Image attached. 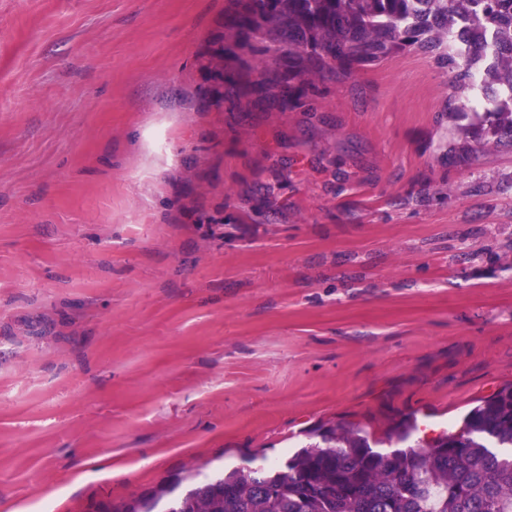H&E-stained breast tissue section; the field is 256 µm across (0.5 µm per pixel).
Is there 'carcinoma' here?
I'll list each match as a JSON object with an SVG mask.
<instances>
[{
    "label": "carcinoma",
    "mask_w": 512,
    "mask_h": 512,
    "mask_svg": "<svg viewBox=\"0 0 512 512\" xmlns=\"http://www.w3.org/2000/svg\"><path fill=\"white\" fill-rule=\"evenodd\" d=\"M467 21L456 29V17ZM225 26L267 43L256 69L308 80L350 74L407 47L435 54L460 92L475 90L468 53L494 46L480 87L491 107L473 112L465 154L512 143V0H234ZM282 465L208 476L162 512H512V384L477 402L455 430L422 441L403 422L396 447L358 425H324Z\"/></svg>",
    "instance_id": "cac0c4a2"
}]
</instances>
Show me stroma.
Masks as SVG:
<instances>
[{"mask_svg":"<svg viewBox=\"0 0 512 512\" xmlns=\"http://www.w3.org/2000/svg\"><path fill=\"white\" fill-rule=\"evenodd\" d=\"M229 6L0 0V512L512 383V144L455 161L469 95L415 47L266 90Z\"/></svg>","mask_w":512,"mask_h":512,"instance_id":"35a3bbf8","label":"stroma"}]
</instances>
